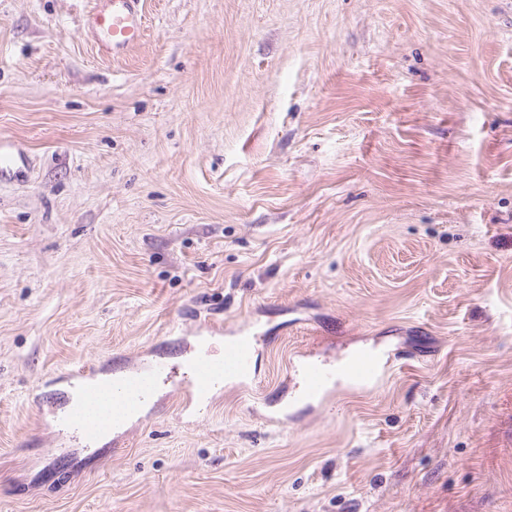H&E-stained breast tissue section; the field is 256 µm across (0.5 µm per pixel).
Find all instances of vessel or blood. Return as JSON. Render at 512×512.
<instances>
[{
    "label": "vessel or blood",
    "instance_id": "1",
    "mask_svg": "<svg viewBox=\"0 0 512 512\" xmlns=\"http://www.w3.org/2000/svg\"><path fill=\"white\" fill-rule=\"evenodd\" d=\"M144 0H94L93 9L82 18L81 30L90 39L99 56L118 60L139 46L145 36ZM253 344L250 337L225 344L224 355L216 359L199 355L185 374L164 360L142 368L128 378L105 384L98 380L99 370L84 365L71 372L80 383V409L57 417V425L74 433L84 446L97 443L107 427L109 413L134 412L152 396L157 385L177 379L185 390L188 405L200 406L214 383L224 379L247 383L254 378ZM391 364L389 356L366 351L353 358L342 370L343 378L353 386L367 388L377 384ZM333 371L321 365L307 364L303 372V393L317 399L334 379Z\"/></svg>",
    "mask_w": 512,
    "mask_h": 512
}]
</instances>
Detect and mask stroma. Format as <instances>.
<instances>
[{
	"instance_id": "stroma-1",
	"label": "stroma",
	"mask_w": 512,
	"mask_h": 512,
	"mask_svg": "<svg viewBox=\"0 0 512 512\" xmlns=\"http://www.w3.org/2000/svg\"><path fill=\"white\" fill-rule=\"evenodd\" d=\"M91 3L0 0V512H512V0H145L120 60ZM216 321L251 390L56 426ZM391 364L389 355L366 351L353 358L342 370V377L353 386L367 388L377 384ZM338 376L336 372L315 363L305 366L303 372V393L308 398L319 399L328 384Z\"/></svg>"
}]
</instances>
